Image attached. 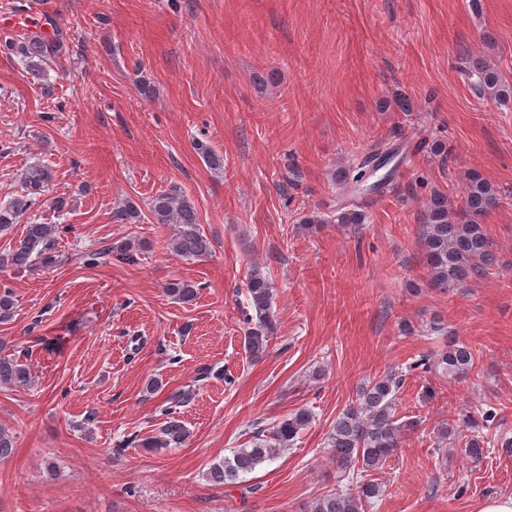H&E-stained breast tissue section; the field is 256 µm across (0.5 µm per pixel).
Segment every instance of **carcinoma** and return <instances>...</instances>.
Here are the masks:
<instances>
[{
    "label": "carcinoma",
    "mask_w": 512,
    "mask_h": 512,
    "mask_svg": "<svg viewBox=\"0 0 512 512\" xmlns=\"http://www.w3.org/2000/svg\"><path fill=\"white\" fill-rule=\"evenodd\" d=\"M53 33L45 37L31 34L24 37L21 45L12 41L4 47H19L30 74L42 76L44 62L56 57L63 48L60 28L52 19H47ZM468 85L479 98H490L501 104L512 100V88L502 85L497 71L479 57L471 58L463 69ZM196 150L212 169L224 166V157L203 143ZM392 148L378 149L364 159L341 170L340 182L361 193L370 168L387 166L396 157ZM54 181V169L45 162H36L23 169L20 177L21 189L9 201L0 203V233L10 231L13 225L38 205ZM501 203L498 192L477 171L468 174L465 186V208L453 211L448 198L440 193L430 195L422 215L420 230L421 246L429 274L430 286L447 292L462 283L480 276L497 264L495 244L486 234L479 218ZM149 220L153 224H176L178 232L171 239L172 251L189 260L203 259L211 253V241L199 228V217L195 205L180 191L171 189L155 195L148 202ZM112 219L120 224H138L142 221L139 205L130 201L112 213ZM367 220L360 205L349 202L340 205L336 213L319 219V224L360 225ZM66 227L43 224L29 218L21 238L13 248L0 254V271L22 269L38 260L49 264L59 244L58 234ZM104 257L125 265L138 262V251L128 241H118L84 253L83 263L94 267ZM247 305L253 311L248 316L249 324L244 336V348L249 358H260L268 347L269 340L277 331V320L272 311L275 299L274 286L268 275L259 266L251 268L246 281ZM165 290L178 300L189 303L196 299L197 288L189 280L175 279L167 283ZM472 348L463 341H450L448 348L437 354L420 357L415 367L434 372L454 380L467 378L474 366ZM31 378L29 366L16 358L0 357V385H25ZM403 385L402 375L390 371L365 384L354 402L336 416L327 438L329 459L340 477L354 470L360 474L355 491L338 489L319 499L311 512H369L373 501L383 495V486L374 477L375 472L393 456L403 443L406 431L418 426L416 420H400L397 415V394ZM166 421L159 435L145 438L141 446L159 451L179 448L188 438V430L178 418L177 411L165 410ZM496 418L494 408L477 409L462 418V424L470 427L490 428ZM311 413L299 409L275 425L271 436L260 432L251 440V447L237 448L232 456L213 464L209 469L210 480L215 485L232 483L240 476L249 474L274 459L294 444L298 433L308 426Z\"/></svg>",
    "instance_id": "cac0c4a2"
}]
</instances>
